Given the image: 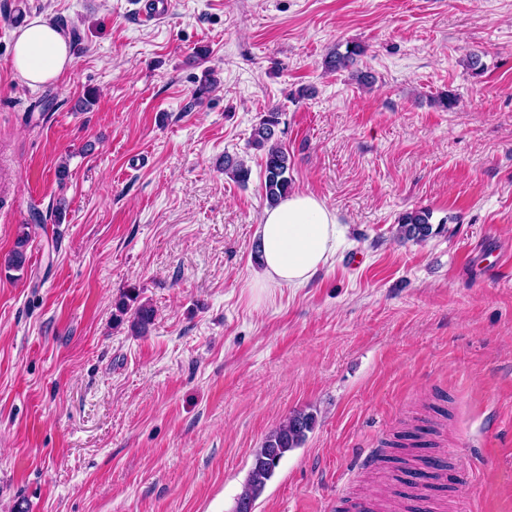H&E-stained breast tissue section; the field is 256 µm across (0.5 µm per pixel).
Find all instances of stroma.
Listing matches in <instances>:
<instances>
[{"instance_id":"1","label":"stroma","mask_w":512,"mask_h":512,"mask_svg":"<svg viewBox=\"0 0 512 512\" xmlns=\"http://www.w3.org/2000/svg\"><path fill=\"white\" fill-rule=\"evenodd\" d=\"M152 2L0 0V260L31 235L0 271V512H232L297 410L314 428L254 512L393 500L362 460L420 419L453 451L434 505L512 512V279L474 263L512 253V0H168L142 23ZM21 3L70 33L37 88L11 68ZM275 107L294 190L346 232L307 287L261 291L248 141ZM414 209L436 235L398 240ZM134 287L143 336L113 319ZM362 53L363 48L360 45H348L345 53L338 50L331 53L326 59V67L331 71L346 69L352 66ZM13 250L4 260V267L8 270L22 271L27 264V246L30 241V233L26 231L28 225H21Z\"/></svg>"}]
</instances>
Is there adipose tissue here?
Returning a JSON list of instances; mask_svg holds the SVG:
<instances>
[{
    "label": "adipose tissue",
    "mask_w": 512,
    "mask_h": 512,
    "mask_svg": "<svg viewBox=\"0 0 512 512\" xmlns=\"http://www.w3.org/2000/svg\"><path fill=\"white\" fill-rule=\"evenodd\" d=\"M13 39L11 67L28 85L55 81L73 62L69 36L43 17L15 30ZM341 233L335 210L311 193L293 192L265 209L257 229L255 287H305L334 257Z\"/></svg>",
    "instance_id": "obj_1"
}]
</instances>
